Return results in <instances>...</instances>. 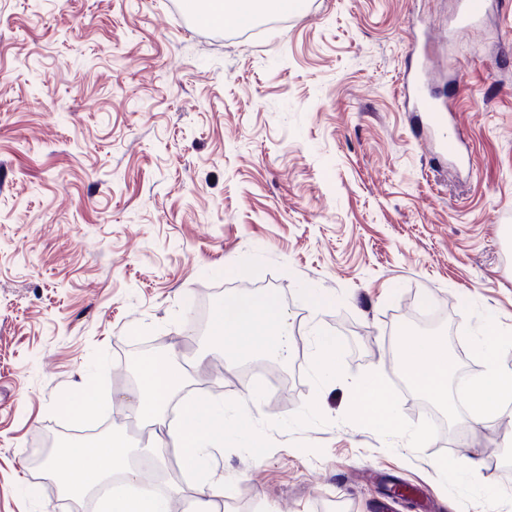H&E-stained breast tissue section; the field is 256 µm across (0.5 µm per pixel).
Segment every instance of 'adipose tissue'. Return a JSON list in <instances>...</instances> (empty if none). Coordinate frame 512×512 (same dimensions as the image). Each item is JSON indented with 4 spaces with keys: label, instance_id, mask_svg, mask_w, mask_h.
Returning a JSON list of instances; mask_svg holds the SVG:
<instances>
[{
    "label": "adipose tissue",
    "instance_id": "adipose-tissue-1",
    "mask_svg": "<svg viewBox=\"0 0 512 512\" xmlns=\"http://www.w3.org/2000/svg\"><path fill=\"white\" fill-rule=\"evenodd\" d=\"M210 17L219 25L240 27L254 21L259 13L283 14L293 9L294 0H207ZM211 329L225 353L247 358L269 353L287 358L291 344V324L283 305L269 296H244L225 300L213 313ZM512 341L488 324L482 333L486 371L473 382L469 395V416L476 422L501 418L512 404V370L501 366L498 355ZM405 372L411 384L435 402L453 407L450 394V366L447 345L439 336H406ZM184 374L175 360L154 357L142 363L136 389V415L145 421L164 413L182 386ZM385 384L380 377L368 379L358 390L360 421L372 428H395L399 422L397 402L383 398ZM177 434L185 469L196 477L198 490L188 502V512H216L208 489L212 475L207 460L212 449L224 443V426L216 418L214 406L203 401L183 400L177 425L167 428ZM68 461L59 478L72 496L79 497L119 474L122 487L103 498L100 512H169L166 494L145 484L129 457L120 432H112L94 442H72L62 448Z\"/></svg>",
    "mask_w": 512,
    "mask_h": 512
}]
</instances>
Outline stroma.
<instances>
[{"instance_id": "obj_1", "label": "stroma", "mask_w": 512, "mask_h": 512, "mask_svg": "<svg viewBox=\"0 0 512 512\" xmlns=\"http://www.w3.org/2000/svg\"><path fill=\"white\" fill-rule=\"evenodd\" d=\"M459 0H298L260 32L201 27L183 0H0V512L97 503L29 453L122 431L164 455L171 504L193 496L174 439L130 406L139 363L175 350L182 392L243 403L267 359L196 364L200 308L264 287L287 309L284 387L210 457L241 512H374L387 479L416 512H512V421L448 414L443 435L400 388L410 329L449 332L454 375L477 336L512 335V0L449 34ZM428 37L430 90L464 142L424 143L401 86ZM337 371L314 377L312 329ZM400 427L364 426L370 374ZM104 395L71 416L74 390Z\"/></svg>"}]
</instances>
